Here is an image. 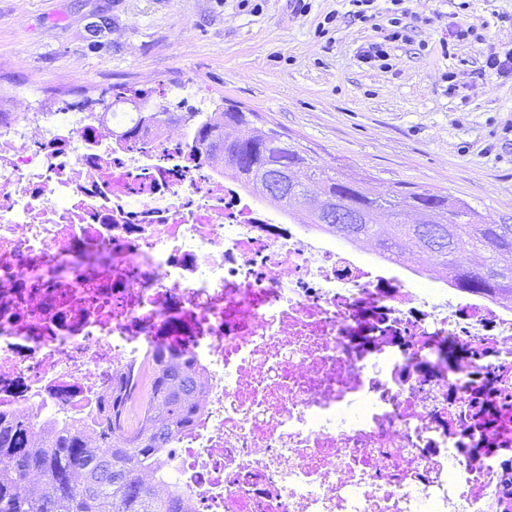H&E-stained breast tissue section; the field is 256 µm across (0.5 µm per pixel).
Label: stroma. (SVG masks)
<instances>
[{
  "label": "stroma",
  "instance_id": "stroma-1",
  "mask_svg": "<svg viewBox=\"0 0 512 512\" xmlns=\"http://www.w3.org/2000/svg\"><path fill=\"white\" fill-rule=\"evenodd\" d=\"M0 0V102L33 111L101 99L143 76L168 102L253 111L341 177L398 185L512 219V74L483 71L512 49V0H403L410 39L389 68L361 47L390 27V0L363 23L348 0ZM481 40H449L457 21Z\"/></svg>",
  "mask_w": 512,
  "mask_h": 512
}]
</instances>
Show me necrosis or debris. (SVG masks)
<instances>
[{
    "mask_svg": "<svg viewBox=\"0 0 512 512\" xmlns=\"http://www.w3.org/2000/svg\"><path fill=\"white\" fill-rule=\"evenodd\" d=\"M137 120L0 118V414L89 430L164 346L196 418L144 476L183 512H512V295L335 243Z\"/></svg>",
    "mask_w": 512,
    "mask_h": 512,
    "instance_id": "obj_1",
    "label": "necrosis or debris"
}]
</instances>
